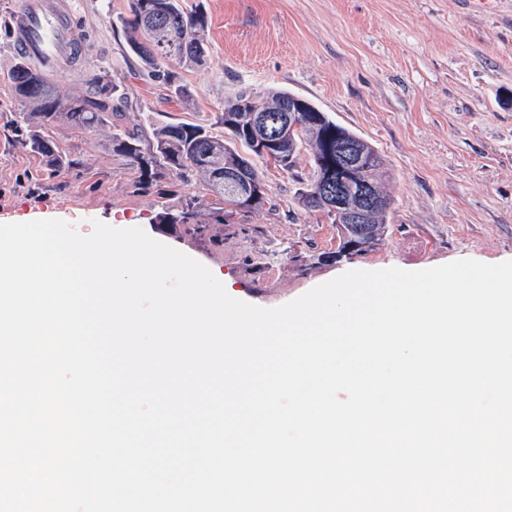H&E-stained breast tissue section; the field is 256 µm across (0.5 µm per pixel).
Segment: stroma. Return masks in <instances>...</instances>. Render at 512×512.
Returning a JSON list of instances; mask_svg holds the SVG:
<instances>
[{"instance_id":"stroma-1","label":"stroma","mask_w":512,"mask_h":512,"mask_svg":"<svg viewBox=\"0 0 512 512\" xmlns=\"http://www.w3.org/2000/svg\"><path fill=\"white\" fill-rule=\"evenodd\" d=\"M128 0H72L84 37L79 61L53 78L59 97L88 95L90 79L117 81L118 126L152 133L169 123L223 137L224 104L244 89H283L311 100L369 142L394 204L384 241L336 258L339 231L303 209L297 178L258 162L266 204L219 224L202 207L169 224L201 180L170 177L142 188L109 146L112 126L88 133L57 124L69 166L50 169L19 144L24 112L10 75L16 63L0 25V223L60 219L141 228L219 273L239 300L274 308L350 270L417 271L458 259L512 260V0L476 11L468 0H180L205 18L206 53L191 66H145L119 22ZM173 72L189 96H175Z\"/></svg>"}]
</instances>
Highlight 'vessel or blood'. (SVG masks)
<instances>
[{
	"mask_svg": "<svg viewBox=\"0 0 512 512\" xmlns=\"http://www.w3.org/2000/svg\"><path fill=\"white\" fill-rule=\"evenodd\" d=\"M10 36L18 56L53 73L70 67L81 40L68 0H18Z\"/></svg>",
	"mask_w": 512,
	"mask_h": 512,
	"instance_id": "obj_1",
	"label": "vessel or blood"
}]
</instances>
